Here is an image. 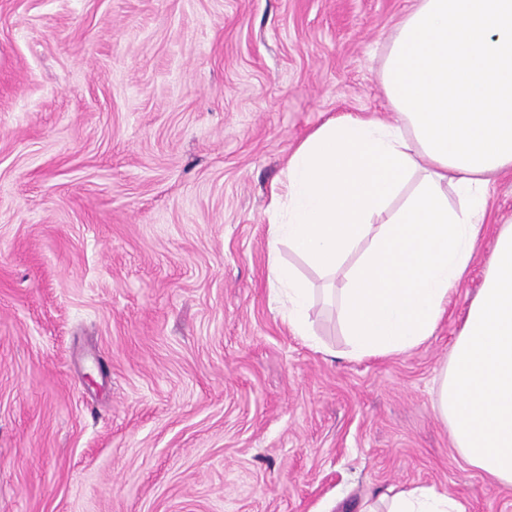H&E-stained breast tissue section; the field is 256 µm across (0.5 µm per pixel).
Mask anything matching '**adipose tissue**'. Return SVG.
Instances as JSON below:
<instances>
[{
  "mask_svg": "<svg viewBox=\"0 0 512 512\" xmlns=\"http://www.w3.org/2000/svg\"><path fill=\"white\" fill-rule=\"evenodd\" d=\"M382 85L397 113L328 118L288 160L269 217L272 244L332 280L352 357L400 355L433 336L465 279L492 178L512 170V0H418L393 36ZM463 204L448 202L449 191ZM286 321L308 335L311 290L271 257ZM435 407L473 468L512 485V225L437 380ZM359 512H465L428 486Z\"/></svg>",
  "mask_w": 512,
  "mask_h": 512,
  "instance_id": "adipose-tissue-1",
  "label": "adipose tissue"
}]
</instances>
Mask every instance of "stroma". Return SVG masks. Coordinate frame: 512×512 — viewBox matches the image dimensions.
<instances>
[{
  "mask_svg": "<svg viewBox=\"0 0 512 512\" xmlns=\"http://www.w3.org/2000/svg\"><path fill=\"white\" fill-rule=\"evenodd\" d=\"M417 0H0V512H358L432 486L512 512L434 382L480 288L404 355L311 337L268 281L267 208L327 118L392 123L388 40Z\"/></svg>",
  "mask_w": 512,
  "mask_h": 512,
  "instance_id": "35a3bbf8",
  "label": "stroma"
}]
</instances>
